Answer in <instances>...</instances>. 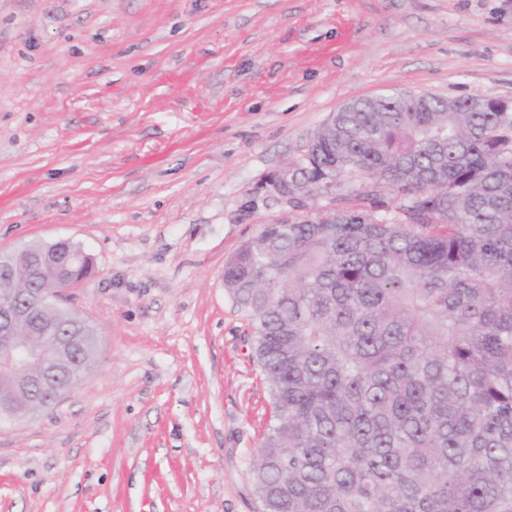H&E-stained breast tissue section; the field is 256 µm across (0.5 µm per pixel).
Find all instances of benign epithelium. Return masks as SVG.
Masks as SVG:
<instances>
[{
	"label": "benign epithelium",
	"mask_w": 512,
	"mask_h": 512,
	"mask_svg": "<svg viewBox=\"0 0 512 512\" xmlns=\"http://www.w3.org/2000/svg\"><path fill=\"white\" fill-rule=\"evenodd\" d=\"M274 190L282 198L292 195L305 199L312 195L309 184L299 178L288 181V172L278 173L273 181ZM328 204L315 214L299 217L301 221L329 217L336 220V188L320 193ZM71 256H60L56 250L44 251L43 247H18L12 251V260L5 274L0 275V285L14 280L30 278L46 264L69 263ZM80 281L71 275H62L55 280L52 288H33L25 296L13 298L4 296L0 307V418L22 420L36 411L47 408L68 390L73 381L82 373L86 363L91 325L77 310L61 305L66 292L77 287ZM52 308L63 314V324L57 335L50 337L49 348L52 359L44 363L41 375L33 377L24 371L23 364L42 359V352L34 348L41 326L52 321L44 317ZM22 397V407L14 406V398Z\"/></svg>",
	"instance_id": "obj_1"
}]
</instances>
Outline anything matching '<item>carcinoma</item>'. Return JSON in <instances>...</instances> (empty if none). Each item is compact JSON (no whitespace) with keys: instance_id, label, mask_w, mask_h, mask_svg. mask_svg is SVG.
Listing matches in <instances>:
<instances>
[{"instance_id":"1","label":"carcinoma","mask_w":512,"mask_h":512,"mask_svg":"<svg viewBox=\"0 0 512 512\" xmlns=\"http://www.w3.org/2000/svg\"><path fill=\"white\" fill-rule=\"evenodd\" d=\"M455 101L336 113L288 166L336 177V223L224 263L268 389L260 512H512V111Z\"/></svg>"}]
</instances>
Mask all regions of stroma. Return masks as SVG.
Returning <instances> with one entry per match:
<instances>
[{"label": "stroma", "mask_w": 512, "mask_h": 512, "mask_svg": "<svg viewBox=\"0 0 512 512\" xmlns=\"http://www.w3.org/2000/svg\"><path fill=\"white\" fill-rule=\"evenodd\" d=\"M396 91L512 101V0H0V253L80 245L64 304L99 332L0 422V512H257L267 390L224 262L332 112Z\"/></svg>", "instance_id": "1"}]
</instances>
